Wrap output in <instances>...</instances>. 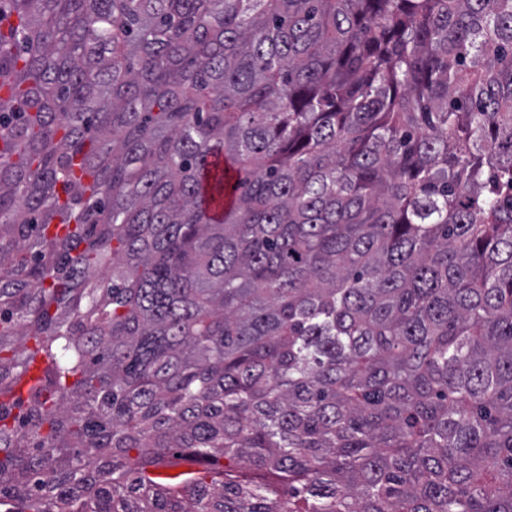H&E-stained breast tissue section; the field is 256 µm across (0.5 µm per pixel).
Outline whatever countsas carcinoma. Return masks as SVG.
Returning a JSON list of instances; mask_svg holds the SVG:
<instances>
[{"label": "carcinoma", "mask_w": 512, "mask_h": 512, "mask_svg": "<svg viewBox=\"0 0 512 512\" xmlns=\"http://www.w3.org/2000/svg\"><path fill=\"white\" fill-rule=\"evenodd\" d=\"M0 13V512H512V0Z\"/></svg>", "instance_id": "obj_1"}]
</instances>
